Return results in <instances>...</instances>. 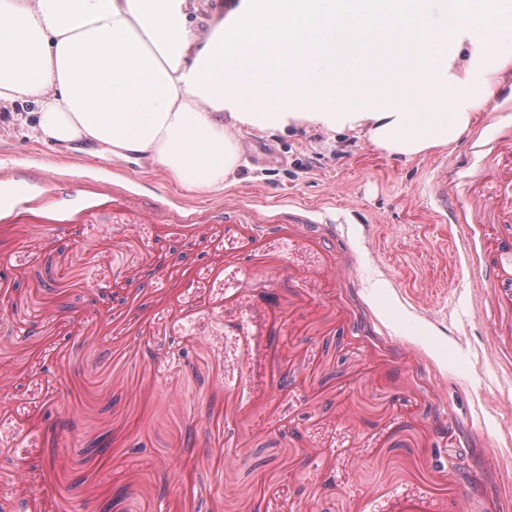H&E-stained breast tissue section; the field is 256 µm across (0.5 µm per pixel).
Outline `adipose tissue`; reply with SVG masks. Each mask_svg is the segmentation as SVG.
<instances>
[{
    "mask_svg": "<svg viewBox=\"0 0 512 512\" xmlns=\"http://www.w3.org/2000/svg\"><path fill=\"white\" fill-rule=\"evenodd\" d=\"M190 0H0V101L44 144L148 158L223 190L235 130L357 131L412 158L459 141L512 74V11L448 0H242L197 39Z\"/></svg>",
    "mask_w": 512,
    "mask_h": 512,
    "instance_id": "obj_1",
    "label": "adipose tissue"
}]
</instances>
